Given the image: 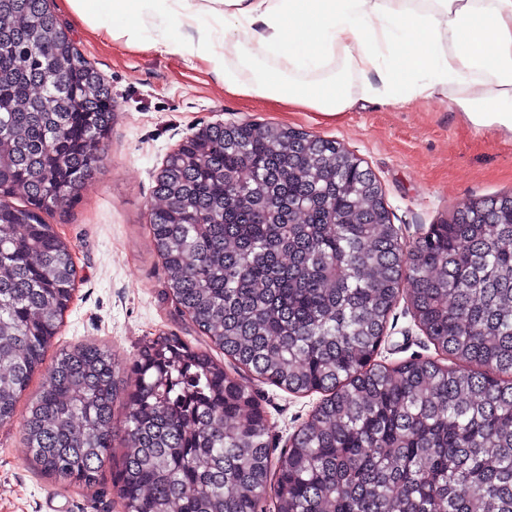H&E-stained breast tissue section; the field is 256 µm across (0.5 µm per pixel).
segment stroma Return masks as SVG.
<instances>
[{
  "label": "stroma",
  "mask_w": 512,
  "mask_h": 512,
  "mask_svg": "<svg viewBox=\"0 0 512 512\" xmlns=\"http://www.w3.org/2000/svg\"><path fill=\"white\" fill-rule=\"evenodd\" d=\"M50 6L110 87L115 105L103 159L86 181L79 205L48 218L71 245L78 271V288L54 349L96 342L125 362L137 355L145 337L162 332L209 347L169 294L148 228L164 159L204 126L283 125L339 142L379 181L391 222L406 243L470 200L512 193V133L471 125L452 97L419 94L398 103L370 98L327 117L227 91L188 53L102 42L62 0H50ZM439 357L415 322L407 296H400L376 362ZM224 368L255 393L269 420L271 451L280 455L321 394L288 392L229 360ZM41 384V376H34L13 421L0 426V512H123L112 491L111 467H104L90 492L35 473L23 424Z\"/></svg>",
  "instance_id": "obj_1"
}]
</instances>
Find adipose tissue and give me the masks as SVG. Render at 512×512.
Returning a JSON list of instances; mask_svg holds the SVG:
<instances>
[{
    "label": "adipose tissue",
    "mask_w": 512,
    "mask_h": 512,
    "mask_svg": "<svg viewBox=\"0 0 512 512\" xmlns=\"http://www.w3.org/2000/svg\"><path fill=\"white\" fill-rule=\"evenodd\" d=\"M92 30L205 62L231 91L328 117L359 93L459 89L477 127L512 132V0H67Z\"/></svg>",
    "instance_id": "adipose-tissue-1"
}]
</instances>
